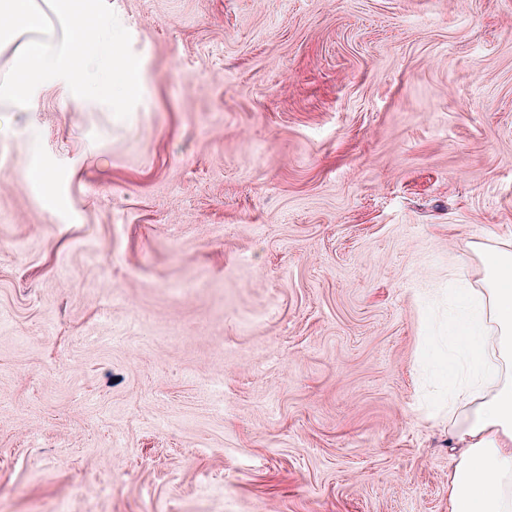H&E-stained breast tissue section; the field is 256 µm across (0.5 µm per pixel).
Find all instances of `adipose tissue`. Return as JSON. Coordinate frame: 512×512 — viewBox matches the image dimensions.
Masks as SVG:
<instances>
[{"instance_id": "1", "label": "adipose tissue", "mask_w": 512, "mask_h": 512, "mask_svg": "<svg viewBox=\"0 0 512 512\" xmlns=\"http://www.w3.org/2000/svg\"><path fill=\"white\" fill-rule=\"evenodd\" d=\"M482 287L448 311V424L459 452L448 472V512H512V244L485 250Z\"/></svg>"}]
</instances>
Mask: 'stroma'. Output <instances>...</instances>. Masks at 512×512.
<instances>
[{
  "instance_id": "1",
  "label": "stroma",
  "mask_w": 512,
  "mask_h": 512,
  "mask_svg": "<svg viewBox=\"0 0 512 512\" xmlns=\"http://www.w3.org/2000/svg\"><path fill=\"white\" fill-rule=\"evenodd\" d=\"M107 2L127 119L0 102V512H448L426 404L450 270L512 243V0Z\"/></svg>"
}]
</instances>
